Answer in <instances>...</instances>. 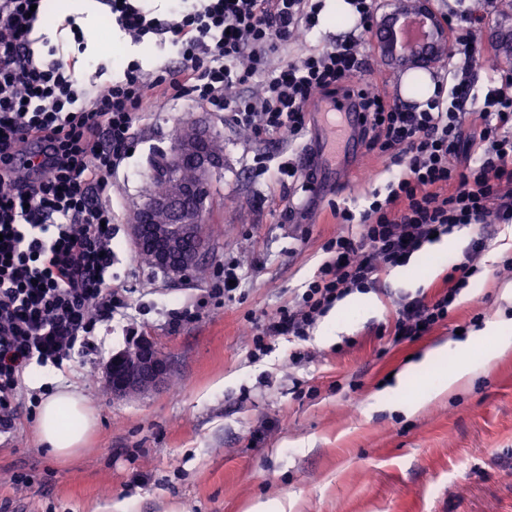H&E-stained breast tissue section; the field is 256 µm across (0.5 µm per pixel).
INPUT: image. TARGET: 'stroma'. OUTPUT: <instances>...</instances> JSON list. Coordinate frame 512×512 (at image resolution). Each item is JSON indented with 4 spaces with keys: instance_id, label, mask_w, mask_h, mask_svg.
Instances as JSON below:
<instances>
[{
    "instance_id": "35a3bbf8",
    "label": "stroma",
    "mask_w": 512,
    "mask_h": 512,
    "mask_svg": "<svg viewBox=\"0 0 512 512\" xmlns=\"http://www.w3.org/2000/svg\"><path fill=\"white\" fill-rule=\"evenodd\" d=\"M92 15L78 14L85 44L70 30L46 22L39 42L61 46L84 63L79 81L102 87L130 61L144 70L173 63L177 53L155 35L132 42L117 32L104 0ZM108 37H98L100 28ZM195 125L217 136L224 164L211 179L205 222L212 243L202 271L174 279L145 265L129 224L146 196L154 160L178 132ZM316 136L306 129L280 135H243L228 116L187 98L149 108L136 144L119 171L112 203V281L128 288L127 305L96 324L94 347L62 367L30 364L25 386L39 399L59 385L79 387L98 416L89 450L80 458H53L37 443L34 411L23 412L13 433L0 435V504L8 512H247L260 501H279L285 512H512V351L477 373L464 389L417 414L375 410L377 391L410 357L473 331L475 318L512 317V223L461 227L464 240L483 234L478 272L461 291L447 321L412 342L394 343L387 329L402 294L434 296L447 271L417 283L396 269L370 289V310L348 319L336 340L315 325L305 341L280 336L255 355L252 323L274 315L305 291L326 258L324 245L342 225L330 208L361 210L368 189L384 187L387 159L362 152L347 181L317 194L294 190L305 218L288 220L271 199L270 168L299 154ZM237 266L239 286L219 295L224 266ZM197 309L195 321L171 328L168 315ZM155 339L172 367V386L119 400L104 386L113 355L140 336ZM33 475L30 487L14 477Z\"/></svg>"
}]
</instances>
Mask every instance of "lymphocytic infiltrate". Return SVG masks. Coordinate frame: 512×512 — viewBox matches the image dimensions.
Instances as JSON below:
<instances>
[{
	"mask_svg": "<svg viewBox=\"0 0 512 512\" xmlns=\"http://www.w3.org/2000/svg\"><path fill=\"white\" fill-rule=\"evenodd\" d=\"M42 2L0 0L1 434L21 417L17 389L29 364L58 367L87 351L96 323L125 303L126 288L112 283V211L101 199L132 151L148 104L188 95L228 113L240 130L293 138L316 100L341 96L361 113L367 151L398 166L384 188L367 193L360 212L334 206L350 232L329 242L298 301L257 327L259 352L273 337L307 340L333 303L377 283L432 235L492 218L512 222V69L499 70L483 100L471 95L477 34L494 0H456L445 13L460 58L454 84L436 82L434 96L414 108L363 80L368 61L354 36L274 62L290 40L318 25L323 0H170L165 19L133 0H107L120 30L137 42L167 36L178 62L150 72L130 62L121 78L96 90L79 84L75 59L53 48L36 55L29 11ZM255 79L259 91L243 93ZM483 248V237L471 239L437 296L400 299L394 342L416 340L447 320Z\"/></svg>",
	"mask_w": 512,
	"mask_h": 512,
	"instance_id": "obj_1",
	"label": "lymphocytic infiltrate"
}]
</instances>
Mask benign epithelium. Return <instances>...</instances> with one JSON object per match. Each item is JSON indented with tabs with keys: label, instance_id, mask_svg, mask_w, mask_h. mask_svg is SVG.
<instances>
[{
	"label": "benign epithelium",
	"instance_id": "benign-epithelium-1",
	"mask_svg": "<svg viewBox=\"0 0 512 512\" xmlns=\"http://www.w3.org/2000/svg\"><path fill=\"white\" fill-rule=\"evenodd\" d=\"M411 9L429 16L436 28L434 52L449 53L448 29L430 0H412ZM223 164L220 141L199 129H186L169 153L160 157L155 172L170 183L164 195L150 196L137 207L129 232L135 249L150 245L152 264L172 276H182L199 264L208 249L200 232L206 195L213 172ZM190 167L194 179L184 181L180 171ZM169 365L149 336L142 337L131 356H114L105 366L112 396L126 398L158 388L168 378Z\"/></svg>",
	"mask_w": 512,
	"mask_h": 512
}]
</instances>
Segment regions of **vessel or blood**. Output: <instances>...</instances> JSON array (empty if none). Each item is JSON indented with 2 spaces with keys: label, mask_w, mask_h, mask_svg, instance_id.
Returning a JSON list of instances; mask_svg holds the SVG:
<instances>
[{
  "label": "vessel or blood",
  "mask_w": 512,
  "mask_h": 512,
  "mask_svg": "<svg viewBox=\"0 0 512 512\" xmlns=\"http://www.w3.org/2000/svg\"><path fill=\"white\" fill-rule=\"evenodd\" d=\"M314 122L320 128V142L312 151V165L321 169L318 191H326L335 181L344 179L349 155L360 154L364 148L357 135L358 118L348 100H326L314 112Z\"/></svg>",
  "instance_id": "1"
}]
</instances>
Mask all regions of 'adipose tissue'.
Wrapping results in <instances>:
<instances>
[{
    "label": "adipose tissue",
    "instance_id": "1",
    "mask_svg": "<svg viewBox=\"0 0 512 512\" xmlns=\"http://www.w3.org/2000/svg\"><path fill=\"white\" fill-rule=\"evenodd\" d=\"M512 349V318L485 323L463 341H445L431 347L398 371L392 384L375 395L376 405L411 416L431 402L464 387L470 376L491 369L499 354ZM429 379L414 390L406 383L413 374ZM98 425V415L75 386L56 389L43 398L35 414L39 443L58 459L81 456Z\"/></svg>",
    "mask_w": 512,
    "mask_h": 512
}]
</instances>
